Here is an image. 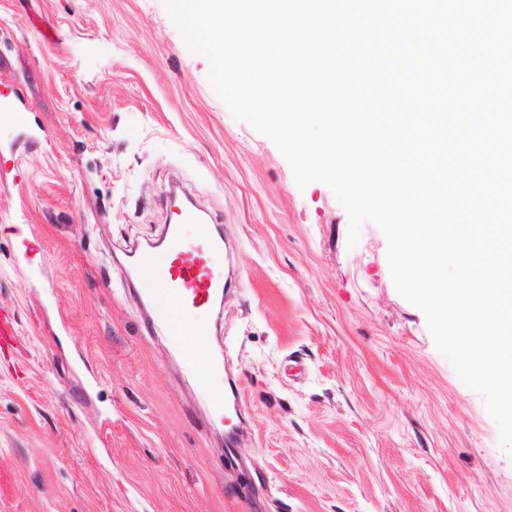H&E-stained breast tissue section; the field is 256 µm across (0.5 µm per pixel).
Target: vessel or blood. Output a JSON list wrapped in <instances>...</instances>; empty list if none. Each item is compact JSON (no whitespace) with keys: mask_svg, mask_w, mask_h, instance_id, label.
<instances>
[{"mask_svg":"<svg viewBox=\"0 0 512 512\" xmlns=\"http://www.w3.org/2000/svg\"><path fill=\"white\" fill-rule=\"evenodd\" d=\"M197 225L196 242L185 243V225ZM224 234L204 224L201 215L187 203L169 202V219L160 244L132 248L136 269L150 272L158 281L152 296L154 321L172 343L178 344L183 363L207 379L210 406L223 415L227 396L208 351L211 333L198 322L199 312L211 309L222 297L228 280L222 271Z\"/></svg>","mask_w":512,"mask_h":512,"instance_id":"obj_1","label":"vessel or blood"}]
</instances>
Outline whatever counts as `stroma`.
Segmentation results:
<instances>
[{
  "label": "stroma",
  "instance_id": "35a3bbf8",
  "mask_svg": "<svg viewBox=\"0 0 512 512\" xmlns=\"http://www.w3.org/2000/svg\"><path fill=\"white\" fill-rule=\"evenodd\" d=\"M164 0H0V512H512L483 398L388 239L235 119ZM181 183L235 284L200 319L234 418L147 325L126 253Z\"/></svg>",
  "mask_w": 512,
  "mask_h": 512
}]
</instances>
